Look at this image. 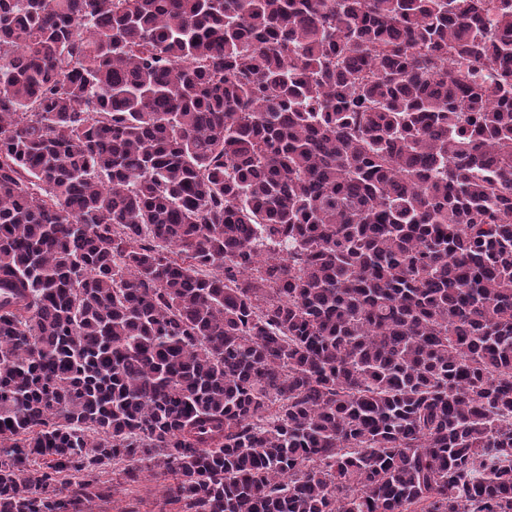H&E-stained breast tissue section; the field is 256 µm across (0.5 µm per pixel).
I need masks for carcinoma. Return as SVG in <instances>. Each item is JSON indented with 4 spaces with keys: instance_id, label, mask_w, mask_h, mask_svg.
I'll return each mask as SVG.
<instances>
[{
    "instance_id": "cac0c4a2",
    "label": "carcinoma",
    "mask_w": 512,
    "mask_h": 512,
    "mask_svg": "<svg viewBox=\"0 0 512 512\" xmlns=\"http://www.w3.org/2000/svg\"><path fill=\"white\" fill-rule=\"evenodd\" d=\"M512 512V0H0V512ZM109 470V476L103 479L110 481L103 486L111 487L112 498L107 503L98 502L99 507H95L94 512H179L176 506L164 504L159 485L161 481L123 485L120 484V476L112 474V467Z\"/></svg>"
}]
</instances>
